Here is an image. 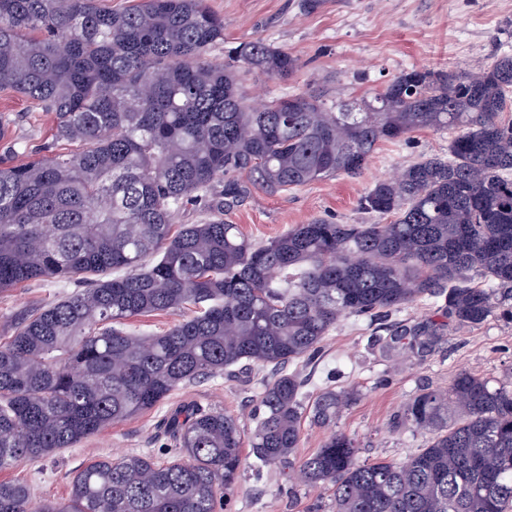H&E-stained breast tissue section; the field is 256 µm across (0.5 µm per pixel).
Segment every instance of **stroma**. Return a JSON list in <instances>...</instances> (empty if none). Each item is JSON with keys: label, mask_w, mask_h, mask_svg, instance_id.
Wrapping results in <instances>:
<instances>
[{"label": "stroma", "mask_w": 512, "mask_h": 512, "mask_svg": "<svg viewBox=\"0 0 512 512\" xmlns=\"http://www.w3.org/2000/svg\"><path fill=\"white\" fill-rule=\"evenodd\" d=\"M224 18V41L208 57L220 63L226 46L261 38L300 57L303 66L291 79L272 80L250 73L242 80L248 100L281 97L320 87L323 99L353 100L372 96L402 71L417 69L479 70L498 57L512 56V0H323L313 12L300 0H209ZM0 115L10 122L11 139L27 152H7L0 142V161L21 164L34 149L51 142L53 115L31 110L25 98L0 91ZM451 131L422 130L399 141L380 143L357 178L330 176L270 195L257 190L231 208L226 220L244 235L267 241L314 218L341 224H378L380 215L363 210L361 198L374 182L426 157L448 153ZM74 277L64 281L32 280L0 292V341H7L17 315L81 290ZM445 301L424 297L389 316L368 321L343 317L328 333L321 351L302 373L307 377L304 404L309 408L322 392L348 390L357 399L339 413L334 427L315 424L304 413L296 459L318 448L331 431L352 437L359 460H408L425 448L428 431L402 424L411 398L427 388H447L467 371L512 386V320L495 310L479 325L448 320ZM437 325L440 341L423 358L388 357L378 337L405 326ZM262 388L257 371L200 380L173 392L164 404L92 435L55 456L0 471V480H23L35 498L64 497L75 470L105 456L160 455L163 414L177 405L197 402L237 415L252 430L254 406ZM250 449L242 451L241 480L229 512H332L331 492L280 476L256 481Z\"/></svg>", "instance_id": "obj_1"}]
</instances>
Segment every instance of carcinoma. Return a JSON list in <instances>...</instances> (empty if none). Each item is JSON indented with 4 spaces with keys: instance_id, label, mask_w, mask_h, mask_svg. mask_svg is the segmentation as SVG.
I'll return each instance as SVG.
<instances>
[{
    "instance_id": "obj_1",
    "label": "carcinoma",
    "mask_w": 512,
    "mask_h": 512,
    "mask_svg": "<svg viewBox=\"0 0 512 512\" xmlns=\"http://www.w3.org/2000/svg\"><path fill=\"white\" fill-rule=\"evenodd\" d=\"M224 18L206 0H0V89L54 114L55 142L76 146L0 165V291L81 275L87 287L21 318L0 343V470L41 461L155 408L186 383L237 366L274 370L249 437L254 471L298 448L309 359L346 315L373 319L420 297L448 318L483 323L512 300V56L477 73L407 70L372 99L328 107L313 92L247 102L241 76L288 79L300 59L262 39L207 58ZM454 130L448 157L377 181L362 208L385 224L314 219L254 243L224 211L362 174L383 141ZM189 202L206 218L172 232ZM194 308L154 336L125 321ZM440 329L379 339L422 357ZM355 400L327 390L313 419ZM404 419L432 433L405 462L358 459L332 433L299 465L332 488L333 512H512V388L468 372L424 389ZM173 454L102 457L69 494L34 502L0 481V512H218L240 477L245 431L187 404L166 420Z\"/></svg>"
}]
</instances>
